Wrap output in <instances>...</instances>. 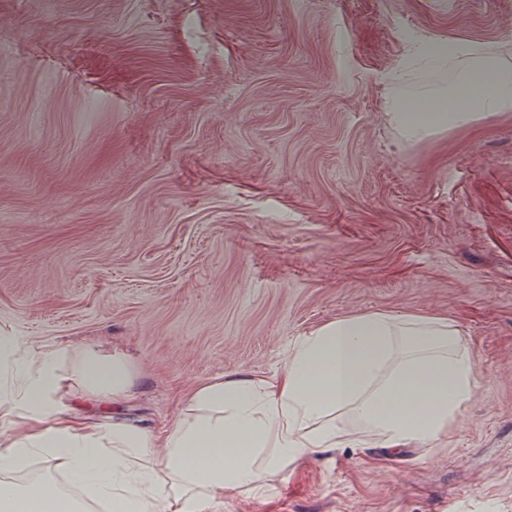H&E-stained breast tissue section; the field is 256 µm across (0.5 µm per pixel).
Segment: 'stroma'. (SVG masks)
I'll return each mask as SVG.
<instances>
[{"mask_svg":"<svg viewBox=\"0 0 512 512\" xmlns=\"http://www.w3.org/2000/svg\"><path fill=\"white\" fill-rule=\"evenodd\" d=\"M431 40L512 47V0H0V330L120 351L158 425L322 323L447 316L445 440L354 427L221 512H512V119L398 144Z\"/></svg>","mask_w":512,"mask_h":512,"instance_id":"35a3bbf8","label":"stroma"}]
</instances>
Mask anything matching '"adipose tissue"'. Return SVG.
Segmentation results:
<instances>
[{"instance_id": "1", "label": "adipose tissue", "mask_w": 512, "mask_h": 512, "mask_svg": "<svg viewBox=\"0 0 512 512\" xmlns=\"http://www.w3.org/2000/svg\"><path fill=\"white\" fill-rule=\"evenodd\" d=\"M383 108L401 143L512 116V53L458 41L416 48ZM135 367L88 346H33L0 334V512H217L268 480L330 453L354 422L385 447L447 437L476 388L471 354L447 317L374 311L323 323L268 374L220 375L183 394L162 426L121 418ZM117 416L85 419L76 397ZM38 476L19 482L33 461Z\"/></svg>"}]
</instances>
